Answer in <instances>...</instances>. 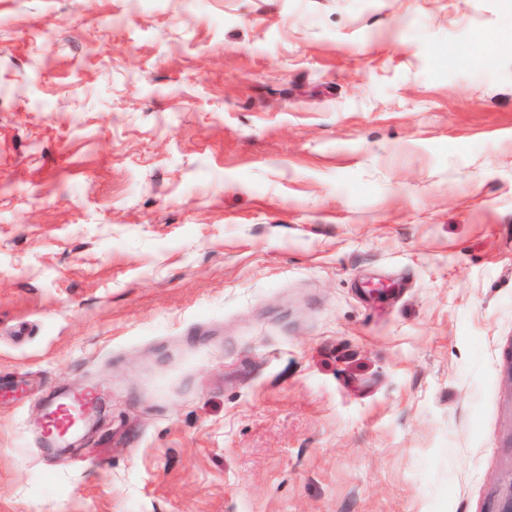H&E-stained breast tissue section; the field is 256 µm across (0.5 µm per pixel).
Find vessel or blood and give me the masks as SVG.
<instances>
[{"instance_id": "b4317fda", "label": "vessel or blood", "mask_w": 512, "mask_h": 512, "mask_svg": "<svg viewBox=\"0 0 512 512\" xmlns=\"http://www.w3.org/2000/svg\"><path fill=\"white\" fill-rule=\"evenodd\" d=\"M102 397V392L94 387L51 396L45 408L43 428L47 447H68L82 433Z\"/></svg>"}]
</instances>
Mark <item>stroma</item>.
Instances as JSON below:
<instances>
[{
  "label": "stroma",
  "instance_id": "35a3bbf8",
  "mask_svg": "<svg viewBox=\"0 0 512 512\" xmlns=\"http://www.w3.org/2000/svg\"><path fill=\"white\" fill-rule=\"evenodd\" d=\"M510 34L512 0H0V512H497ZM103 393L86 387L70 393H56L45 408L43 438L48 448H67L93 416Z\"/></svg>",
  "mask_w": 512,
  "mask_h": 512
}]
</instances>
